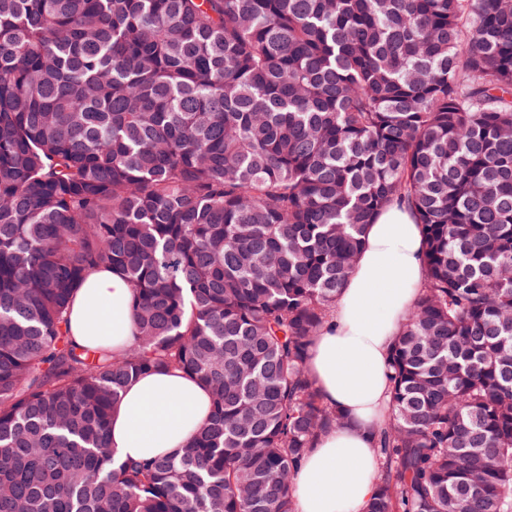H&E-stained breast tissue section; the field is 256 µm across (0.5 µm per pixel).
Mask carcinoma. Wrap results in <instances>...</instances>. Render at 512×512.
<instances>
[{
    "instance_id": "carcinoma-1",
    "label": "carcinoma",
    "mask_w": 512,
    "mask_h": 512,
    "mask_svg": "<svg viewBox=\"0 0 512 512\" xmlns=\"http://www.w3.org/2000/svg\"><path fill=\"white\" fill-rule=\"evenodd\" d=\"M422 224L367 512H512V0H0V512H294L307 372L366 225ZM119 357L75 346L93 271ZM178 370L212 411L115 464ZM131 302L132 290L123 276L110 269L91 273L71 306L73 340L89 348L112 344L113 355L121 354L130 347L136 332ZM210 409L208 391L182 372L142 375L128 386L112 414V448L121 460L177 454Z\"/></svg>"
}]
</instances>
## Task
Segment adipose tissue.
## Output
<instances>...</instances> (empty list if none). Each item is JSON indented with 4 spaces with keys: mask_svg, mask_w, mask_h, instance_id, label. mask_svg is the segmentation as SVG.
I'll use <instances>...</instances> for the list:
<instances>
[{
    "mask_svg": "<svg viewBox=\"0 0 512 512\" xmlns=\"http://www.w3.org/2000/svg\"><path fill=\"white\" fill-rule=\"evenodd\" d=\"M425 278L422 227L405 204L393 203L367 225L331 322L308 355L325 401L342 422L295 472V512H366L380 470L376 442L389 421L390 354ZM131 302L123 276L109 269L91 273L71 306L73 340L89 348L108 344L121 354L135 336ZM210 409L208 391L182 372L142 375L112 415V446L123 460L177 454Z\"/></svg>",
    "mask_w": 512,
    "mask_h": 512,
    "instance_id": "ef3b65f1",
    "label": "adipose tissue"
}]
</instances>
